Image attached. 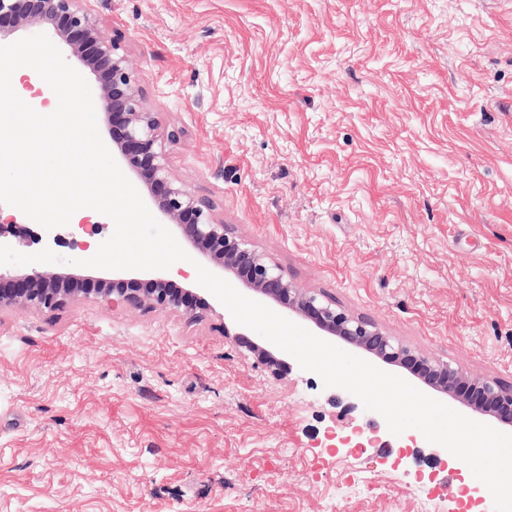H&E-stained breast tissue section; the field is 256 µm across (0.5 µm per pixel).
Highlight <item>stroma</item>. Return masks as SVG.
<instances>
[{"label":"stroma","instance_id":"obj_1","mask_svg":"<svg viewBox=\"0 0 512 512\" xmlns=\"http://www.w3.org/2000/svg\"><path fill=\"white\" fill-rule=\"evenodd\" d=\"M172 176L288 278L512 384V0H95ZM96 211L55 254L92 257ZM224 305L0 312V512H460L431 444Z\"/></svg>","mask_w":512,"mask_h":512}]
</instances>
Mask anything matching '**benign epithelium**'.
Segmentation results:
<instances>
[{"label": "benign epithelium", "instance_id": "benign-epithelium-1", "mask_svg": "<svg viewBox=\"0 0 512 512\" xmlns=\"http://www.w3.org/2000/svg\"><path fill=\"white\" fill-rule=\"evenodd\" d=\"M100 21L90 0H0V36L21 28L43 26L71 48L94 76L99 90L95 104L109 126L119 159L146 187L158 216L177 226L181 237L217 269L232 274L255 296L288 316L306 321L328 336L360 349L382 362L398 361L421 368L420 382L503 425H512V387L468 375L460 368L405 346L364 317H353L313 291L297 286L232 225L216 213L214 203L197 196L170 174L163 142L174 144L182 130L160 132L155 113L146 107L136 73L119 47L100 34ZM82 276L70 270H16L0 273V312L16 307L56 309L93 297L116 308H160L181 312L192 322L205 318L208 303L192 307L188 289L163 278L149 280L99 278L97 288L74 287ZM258 360L280 376L290 365L268 350L254 348Z\"/></svg>", "mask_w": 512, "mask_h": 512}]
</instances>
